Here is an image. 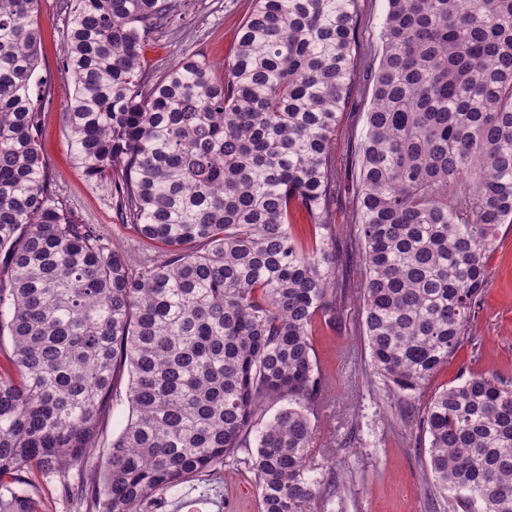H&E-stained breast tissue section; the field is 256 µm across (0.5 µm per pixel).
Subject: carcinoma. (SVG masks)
Segmentation results:
<instances>
[{
  "mask_svg": "<svg viewBox=\"0 0 512 512\" xmlns=\"http://www.w3.org/2000/svg\"><path fill=\"white\" fill-rule=\"evenodd\" d=\"M252 2L219 72L199 52L146 67L183 0H76L70 150L112 178L119 221L164 246L132 268L47 188L37 0H0V512H37L22 472L64 475L99 447L124 380L126 424L74 492L89 512H147L238 467L261 512H325L348 462L309 461L334 395L316 318L333 325L359 300L366 380L400 401L472 327L512 224V0H388L342 246L336 126L357 0ZM352 252L357 291L339 279ZM419 414L439 512H512V388L472 372Z\"/></svg>",
  "mask_w": 512,
  "mask_h": 512,
  "instance_id": "cac0c4a2",
  "label": "carcinoma"
}]
</instances>
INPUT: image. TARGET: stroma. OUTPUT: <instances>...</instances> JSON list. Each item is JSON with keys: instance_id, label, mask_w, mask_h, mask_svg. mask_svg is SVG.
Returning a JSON list of instances; mask_svg holds the SVG:
<instances>
[{"instance_id": "35a3bbf8", "label": "stroma", "mask_w": 512, "mask_h": 512, "mask_svg": "<svg viewBox=\"0 0 512 512\" xmlns=\"http://www.w3.org/2000/svg\"><path fill=\"white\" fill-rule=\"evenodd\" d=\"M251 0H186L175 31L155 35L145 49L152 65H165L185 52H201L216 66L230 59ZM71 10L66 0H38L37 18L42 44L35 88L43 97L41 147L47 161L53 194L79 223L95 225L136 265L159 253L144 243L112 208V185L89 177L73 160L63 114L73 83L62 67V55ZM371 93L367 71L357 67L349 105L336 127V156L345 158L366 132ZM489 283L482 294L471 328V338L448 365L430 381L435 391L457 383L471 372L484 373L512 384V224L501 225L497 246L487 258ZM314 348L323 371L331 376L336 397L317 423L316 447L330 446L348 455L356 475L345 496L328 512H434L435 502L425 482L427 438L400 419V404L387 397L380 385L367 383L364 371L369 350L362 338V319L350 306L336 327H323L314 336ZM81 467L66 476L26 473L41 512H86L84 505L63 493L77 483ZM223 501V512H259L260 498L250 481L225 471L220 478L205 475L155 497L153 512H171L184 494Z\"/></svg>"}]
</instances>
